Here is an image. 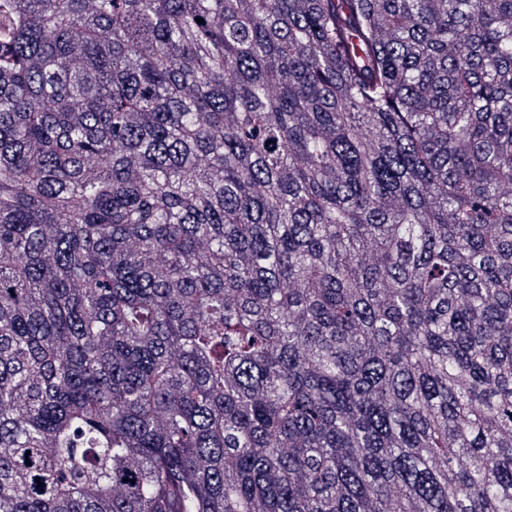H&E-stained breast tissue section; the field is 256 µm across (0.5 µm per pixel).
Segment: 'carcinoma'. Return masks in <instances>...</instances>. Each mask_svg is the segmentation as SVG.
Wrapping results in <instances>:
<instances>
[{"mask_svg": "<svg viewBox=\"0 0 512 512\" xmlns=\"http://www.w3.org/2000/svg\"><path fill=\"white\" fill-rule=\"evenodd\" d=\"M511 186L512 0H0V512H512Z\"/></svg>", "mask_w": 512, "mask_h": 512, "instance_id": "cac0c4a2", "label": "carcinoma"}]
</instances>
